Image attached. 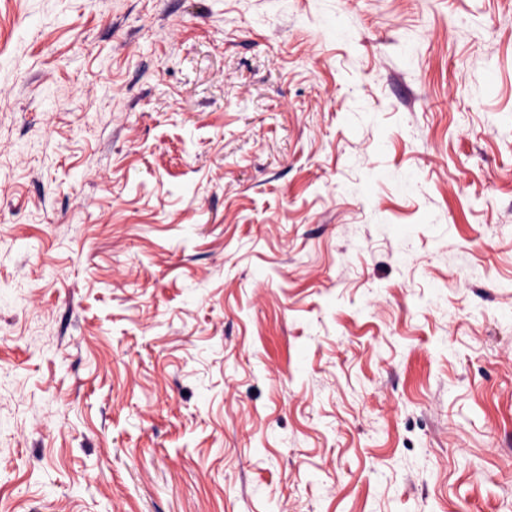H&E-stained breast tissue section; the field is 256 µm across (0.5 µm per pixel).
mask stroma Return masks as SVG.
Returning a JSON list of instances; mask_svg holds the SVG:
<instances>
[{"mask_svg":"<svg viewBox=\"0 0 512 512\" xmlns=\"http://www.w3.org/2000/svg\"><path fill=\"white\" fill-rule=\"evenodd\" d=\"M0 512H512V0H0Z\"/></svg>","mask_w":512,"mask_h":512,"instance_id":"1","label":"stroma"}]
</instances>
